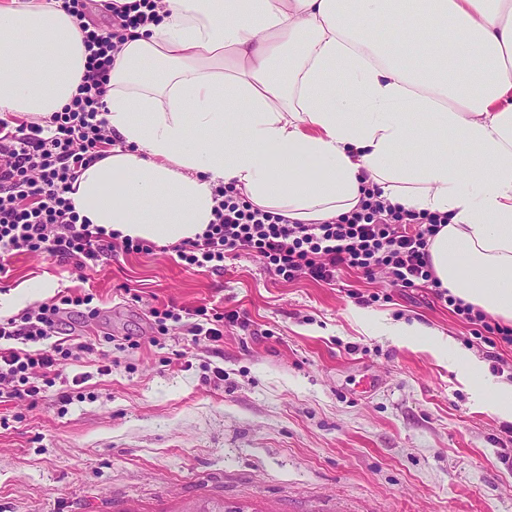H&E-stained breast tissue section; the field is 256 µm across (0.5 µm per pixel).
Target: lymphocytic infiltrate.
Returning <instances> with one entry per match:
<instances>
[{"label": "lymphocytic infiltrate", "instance_id": "obj_1", "mask_svg": "<svg viewBox=\"0 0 512 512\" xmlns=\"http://www.w3.org/2000/svg\"><path fill=\"white\" fill-rule=\"evenodd\" d=\"M87 71L78 94L52 127L10 125L0 118V278L20 253L50 254L91 267L105 255L151 251L149 241L106 233L81 221L67 194L78 170L104 156L113 144L99 116L118 48L108 29L88 32ZM214 220L203 234L175 245L188 270L223 271L227 259H259L285 281H333L340 271L364 277L387 271L394 286L431 287L454 314L512 345V326L463 303L442 288L429 254L432 239L447 224L435 213H403L385 204L377 188L363 190L358 211L323 224H291L280 214L253 207L230 186L215 190ZM92 294L58 292L52 301L0 320V398L37 400L54 386L68 362L79 359L86 342L59 341L65 316L93 317Z\"/></svg>", "mask_w": 512, "mask_h": 512}]
</instances>
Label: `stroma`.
<instances>
[{"mask_svg": "<svg viewBox=\"0 0 512 512\" xmlns=\"http://www.w3.org/2000/svg\"><path fill=\"white\" fill-rule=\"evenodd\" d=\"M40 281L95 294L99 314L65 319L92 349L37 402H0V512H188L205 497L250 512H512V421L485 400L512 381V345L475 338L430 288L351 271L286 282L249 257L188 271L158 245L92 270L16 255L0 298ZM167 304L249 325L196 346L181 324L158 333L150 310ZM413 323L450 345L379 331Z\"/></svg>", "mask_w": 512, "mask_h": 512, "instance_id": "1", "label": "stroma"}]
</instances>
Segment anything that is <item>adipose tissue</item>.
Wrapping results in <instances>:
<instances>
[{
	"mask_svg": "<svg viewBox=\"0 0 512 512\" xmlns=\"http://www.w3.org/2000/svg\"><path fill=\"white\" fill-rule=\"evenodd\" d=\"M86 69L60 0H0V115L49 126ZM102 112L117 144L68 194L88 223L175 245L222 184L300 224L373 185L447 216L437 279L512 322V0H163L119 43ZM450 138L465 152L438 155ZM411 139L426 151L402 155Z\"/></svg>",
	"mask_w": 512,
	"mask_h": 512,
	"instance_id": "ef3b65f1",
	"label": "adipose tissue"
}]
</instances>
